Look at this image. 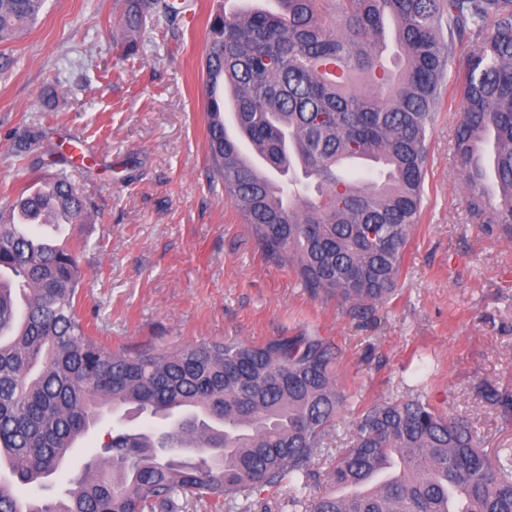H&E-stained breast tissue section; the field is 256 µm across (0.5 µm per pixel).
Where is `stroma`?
<instances>
[{
	"label": "stroma",
	"instance_id": "1",
	"mask_svg": "<svg viewBox=\"0 0 512 512\" xmlns=\"http://www.w3.org/2000/svg\"><path fill=\"white\" fill-rule=\"evenodd\" d=\"M224 0L148 23L121 56L122 0H46L38 22L0 43V207L65 173L92 207L77 312L112 349L202 342L262 345L299 333L333 341L343 403L325 456L348 447L374 401L419 394L466 420L481 448H512V417L480 385L512 389V241L474 223L453 163L457 101L429 138L424 211L394 294L357 316L269 258L224 193L208 154L202 66ZM40 148L25 150L29 128Z\"/></svg>",
	"mask_w": 512,
	"mask_h": 512
}]
</instances>
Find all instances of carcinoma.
I'll return each instance as SVG.
<instances>
[{"instance_id":"obj_1","label":"carcinoma","mask_w":512,"mask_h":512,"mask_svg":"<svg viewBox=\"0 0 512 512\" xmlns=\"http://www.w3.org/2000/svg\"><path fill=\"white\" fill-rule=\"evenodd\" d=\"M45 0H0V39ZM213 15L204 63L208 142L224 193L271 258L304 287L364 314L394 291L419 224L428 141L446 94L461 117L453 159L477 224L512 240V0H274ZM169 0H123L121 55ZM232 106V125L224 119ZM380 159L368 180L340 167ZM0 219V512H186L215 498L255 512L288 489L301 512H512V448L420 396L371 404L308 501L312 465L342 396L321 336L117 352L77 315L80 246L47 247L21 224H79L67 175L21 192ZM492 406L512 393L478 387ZM128 406L166 430L109 435L65 496H22L61 471L106 413ZM172 448L164 459L160 441Z\"/></svg>"}]
</instances>
